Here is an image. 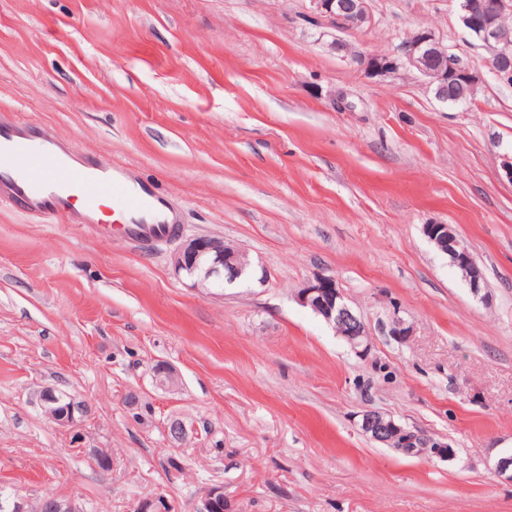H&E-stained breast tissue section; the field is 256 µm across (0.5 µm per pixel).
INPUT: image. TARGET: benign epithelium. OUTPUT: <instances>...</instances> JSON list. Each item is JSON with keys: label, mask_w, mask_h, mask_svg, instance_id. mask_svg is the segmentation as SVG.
Returning a JSON list of instances; mask_svg holds the SVG:
<instances>
[{"label": "benign epithelium", "mask_w": 512, "mask_h": 512, "mask_svg": "<svg viewBox=\"0 0 512 512\" xmlns=\"http://www.w3.org/2000/svg\"><path fill=\"white\" fill-rule=\"evenodd\" d=\"M310 13L323 18L332 26L360 28L371 21L367 0H308ZM461 20L470 34L491 51L490 69L501 80H512V39L506 34L502 22L512 16V0H460ZM360 63L371 76H391L413 69L432 88L435 98L448 102L452 95L458 100L471 101L468 91L475 90L480 77L469 66H463L428 28L415 29L397 53L373 54L360 58ZM424 234L435 249L450 258L451 265L480 299L482 272L474 264L469 251L456 239L449 224H427ZM173 266L177 275L191 281L193 288H222L247 278L252 263L236 247L216 237H192L182 241L173 253ZM298 302L312 310L361 355L367 348L369 331L363 318L348 303L332 275L318 274L297 295ZM40 407L51 422L60 426H75L90 413L86 401L58 388H45L39 392ZM360 429L372 441L407 453H419L432 448L438 454L451 449L443 442H433L419 431L410 430L384 412L367 409L361 412ZM168 440L179 447L186 439V428L179 420L170 422ZM224 502L220 487L208 489L201 497L197 512H216ZM166 497L157 495L139 503L136 512H172L162 507ZM0 512H82L71 499L47 495L37 504L19 493L0 489Z\"/></svg>", "instance_id": "7a95c632"}]
</instances>
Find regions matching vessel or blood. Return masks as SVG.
Here are the masks:
<instances>
[{"instance_id": "obj_1", "label": "vessel or blood", "mask_w": 512, "mask_h": 512, "mask_svg": "<svg viewBox=\"0 0 512 512\" xmlns=\"http://www.w3.org/2000/svg\"><path fill=\"white\" fill-rule=\"evenodd\" d=\"M112 201V221L128 240L148 242L174 236L179 226L163 195L150 182L130 176L127 167L72 162L37 124L0 118V207L48 213L72 224H98L97 203Z\"/></svg>"}]
</instances>
